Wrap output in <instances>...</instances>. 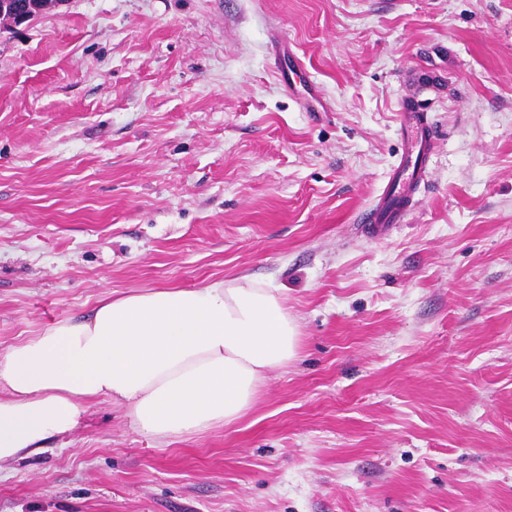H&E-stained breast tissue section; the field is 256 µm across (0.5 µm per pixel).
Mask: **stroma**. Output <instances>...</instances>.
<instances>
[{
  "instance_id": "stroma-1",
  "label": "stroma",
  "mask_w": 512,
  "mask_h": 512,
  "mask_svg": "<svg viewBox=\"0 0 512 512\" xmlns=\"http://www.w3.org/2000/svg\"><path fill=\"white\" fill-rule=\"evenodd\" d=\"M416 98L429 182L372 239ZM244 277L301 336L248 415L160 441L87 403L0 463V512H512V0H67L0 32V353Z\"/></svg>"
}]
</instances>
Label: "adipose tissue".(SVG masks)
Returning <instances> with one entry per match:
<instances>
[{
  "label": "adipose tissue",
  "mask_w": 512,
  "mask_h": 512,
  "mask_svg": "<svg viewBox=\"0 0 512 512\" xmlns=\"http://www.w3.org/2000/svg\"><path fill=\"white\" fill-rule=\"evenodd\" d=\"M298 349L283 294L257 283L102 299L0 355V461L46 447L94 399L125 408L157 440L231 425Z\"/></svg>",
  "instance_id": "adipose-tissue-1"
}]
</instances>
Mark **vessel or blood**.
Returning <instances> with one entry per match:
<instances>
[{
	"instance_id": "obj_1",
	"label": "vessel or blood",
	"mask_w": 512,
	"mask_h": 512,
	"mask_svg": "<svg viewBox=\"0 0 512 512\" xmlns=\"http://www.w3.org/2000/svg\"><path fill=\"white\" fill-rule=\"evenodd\" d=\"M436 129L419 106L409 107L400 123L402 153L386 186L365 217L367 233L380 236L405 222L418 203V193L425 184L428 162Z\"/></svg>"
}]
</instances>
